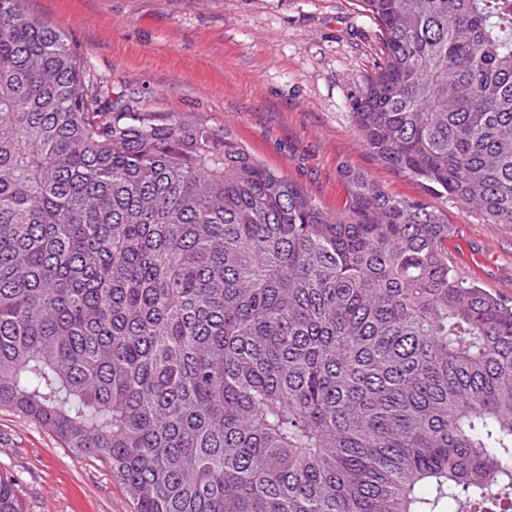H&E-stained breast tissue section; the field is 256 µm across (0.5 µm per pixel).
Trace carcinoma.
Returning a JSON list of instances; mask_svg holds the SVG:
<instances>
[{"label": "carcinoma", "mask_w": 512, "mask_h": 512, "mask_svg": "<svg viewBox=\"0 0 512 512\" xmlns=\"http://www.w3.org/2000/svg\"><path fill=\"white\" fill-rule=\"evenodd\" d=\"M360 2L363 145L512 224V0ZM342 175L330 215L226 129L102 109L0 0V408L135 512H512V303L448 216Z\"/></svg>", "instance_id": "cac0c4a2"}]
</instances>
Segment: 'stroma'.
I'll return each mask as SVG.
<instances>
[{"instance_id":"35a3bbf8","label":"stroma","mask_w":512,"mask_h":512,"mask_svg":"<svg viewBox=\"0 0 512 512\" xmlns=\"http://www.w3.org/2000/svg\"><path fill=\"white\" fill-rule=\"evenodd\" d=\"M23 8L67 37L102 100L229 130L329 213L345 207L348 165L447 214L456 269L512 300V224L487 223L363 146L349 101L375 72L379 40L358 0H23ZM0 472L15 478L24 512H133L105 462L8 409Z\"/></svg>"}]
</instances>
